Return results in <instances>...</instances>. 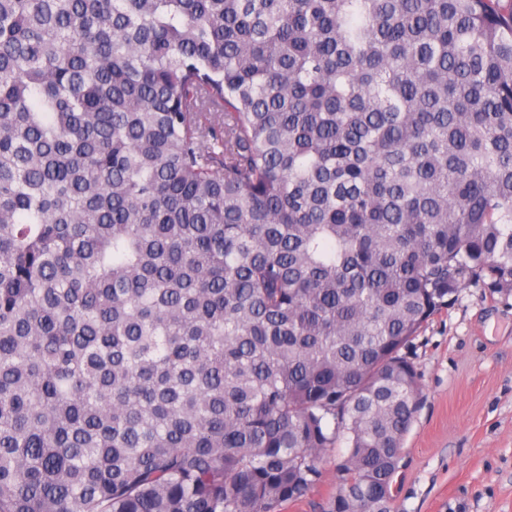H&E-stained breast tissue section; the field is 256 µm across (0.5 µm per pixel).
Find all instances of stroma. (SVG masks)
<instances>
[{"instance_id":"obj_1","label":"stroma","mask_w":512,"mask_h":512,"mask_svg":"<svg viewBox=\"0 0 512 512\" xmlns=\"http://www.w3.org/2000/svg\"><path fill=\"white\" fill-rule=\"evenodd\" d=\"M409 355L422 401L395 512H512V295L461 289Z\"/></svg>"}]
</instances>
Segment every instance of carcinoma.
I'll return each mask as SVG.
<instances>
[{
    "instance_id": "carcinoma-1",
    "label": "carcinoma",
    "mask_w": 512,
    "mask_h": 512,
    "mask_svg": "<svg viewBox=\"0 0 512 512\" xmlns=\"http://www.w3.org/2000/svg\"><path fill=\"white\" fill-rule=\"evenodd\" d=\"M474 284L512 0H0V512H393ZM345 451V448H336L329 451L322 462V482L312 492L309 498L297 505H287L282 512H321L320 506L336 487V456Z\"/></svg>"
}]
</instances>
